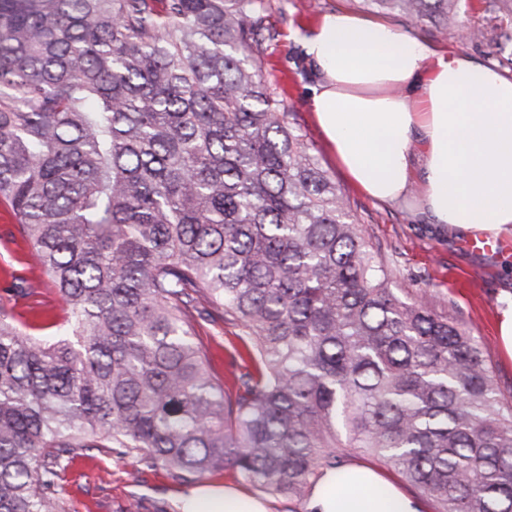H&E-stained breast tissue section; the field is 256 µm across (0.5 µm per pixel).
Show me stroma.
<instances>
[{
    "label": "stroma",
    "mask_w": 512,
    "mask_h": 512,
    "mask_svg": "<svg viewBox=\"0 0 512 512\" xmlns=\"http://www.w3.org/2000/svg\"><path fill=\"white\" fill-rule=\"evenodd\" d=\"M265 5L273 36L263 43L264 77L297 112L316 155L349 200L382 259L395 261L397 294L406 296L418 286L451 301L489 356L501 387L512 389V358L504 353L497 332L498 310L512 297V251L492 257L469 250L464 235L438 236L417 223L407 207L376 204L348 181L313 120L307 99L311 75L296 35L324 14L347 10L365 16L368 8L360 0H265ZM386 21L442 50L468 53L512 76V0H492L488 12H457L449 17L443 36L399 16H387ZM497 24L504 32L497 41L460 38L466 26ZM0 305L13 310L21 327L34 336L52 335L54 324L67 315L48 275L33 262L29 242L20 235L17 223L8 220H0ZM195 332L208 353L210 370L220 376L233 371V354L245 351L237 329L201 321ZM59 486L69 512H88L92 502L98 512H124L136 497L143 498L147 507L181 512L184 492L183 486L162 472L94 449L69 456Z\"/></svg>",
    "instance_id": "obj_1"
}]
</instances>
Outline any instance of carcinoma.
I'll return each instance as SVG.
<instances>
[{
    "instance_id": "obj_1",
    "label": "carcinoma",
    "mask_w": 512,
    "mask_h": 512,
    "mask_svg": "<svg viewBox=\"0 0 512 512\" xmlns=\"http://www.w3.org/2000/svg\"><path fill=\"white\" fill-rule=\"evenodd\" d=\"M362 0L439 32L448 4ZM263 0H0V197L68 317L0 307V512H67L96 448L308 497L356 456L434 512H512V399L467 322L403 300L261 75ZM240 331L215 376L197 320Z\"/></svg>"
}]
</instances>
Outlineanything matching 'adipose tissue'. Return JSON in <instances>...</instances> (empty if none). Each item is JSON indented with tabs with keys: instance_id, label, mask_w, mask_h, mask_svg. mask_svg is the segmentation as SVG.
<instances>
[{
	"instance_id": "1",
	"label": "adipose tissue",
	"mask_w": 512,
	"mask_h": 512,
	"mask_svg": "<svg viewBox=\"0 0 512 512\" xmlns=\"http://www.w3.org/2000/svg\"><path fill=\"white\" fill-rule=\"evenodd\" d=\"M298 41L308 101L337 164L367 197L411 201L441 233L512 235V77L382 22L328 13ZM375 468L325 471L305 512H421ZM181 512H267L236 487H200Z\"/></svg>"
}]
</instances>
